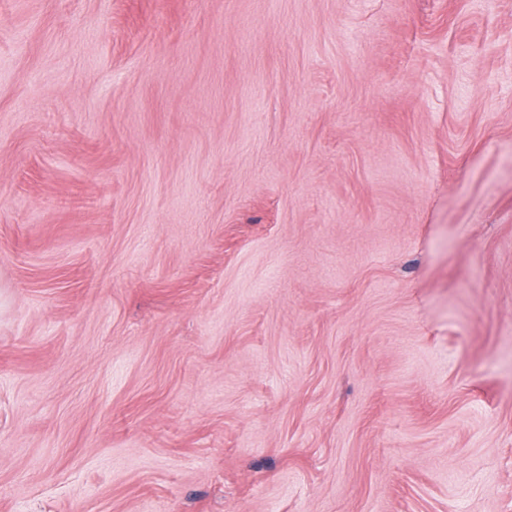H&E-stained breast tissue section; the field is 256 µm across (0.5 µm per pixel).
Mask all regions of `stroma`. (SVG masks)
<instances>
[{
  "mask_svg": "<svg viewBox=\"0 0 512 512\" xmlns=\"http://www.w3.org/2000/svg\"><path fill=\"white\" fill-rule=\"evenodd\" d=\"M0 512H512V0H0Z\"/></svg>",
  "mask_w": 512,
  "mask_h": 512,
  "instance_id": "obj_1",
  "label": "stroma"
}]
</instances>
